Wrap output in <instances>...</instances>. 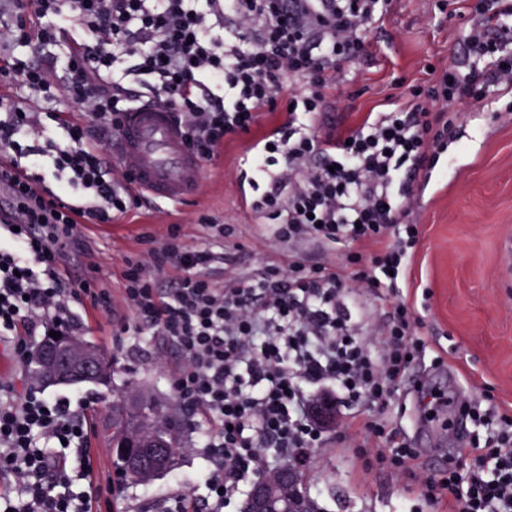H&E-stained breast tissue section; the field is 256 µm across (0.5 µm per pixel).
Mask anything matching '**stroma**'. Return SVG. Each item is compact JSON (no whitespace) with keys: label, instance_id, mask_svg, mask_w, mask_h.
<instances>
[{"label":"stroma","instance_id":"35a3bbf8","mask_svg":"<svg viewBox=\"0 0 512 512\" xmlns=\"http://www.w3.org/2000/svg\"><path fill=\"white\" fill-rule=\"evenodd\" d=\"M476 0H393L389 11L368 32L369 53L354 67L352 82L324 90L326 107L316 119L319 136L356 126L368 113L401 103L415 86L430 84L448 68H464L460 41L474 18ZM463 117L445 139L427 182L413 186L411 223L420 227L407 272L406 294L422 317L424 339L442 352L441 370L429 363L416 367L390 402L384 418L401 426L412 447L430 468H444L457 454L459 423L451 407L423 415L414 381L427 377L441 391L465 393L496 409H512V92L496 102L470 100L459 106ZM281 122L264 113L249 136L225 143L218 158L205 166L196 200L181 205H140L87 233L82 252L62 262L69 278L86 276L99 266L102 287L119 286L124 257L139 248L141 234L163 236L178 226L191 247L221 252L225 270L258 273L278 260L284 245L268 235V220L254 205L247 163L255 144ZM231 227L224 240L208 239L202 218ZM110 316L96 313L81 334L112 364L109 383L41 384L45 395L89 402L95 419L93 446L103 467L113 465L112 410L131 390L175 405L173 363L160 362V342L152 336L115 340ZM180 433L172 470L147 484H126L112 512H162L179 479L204 470L203 450H188ZM301 490L318 512H432L415 479L372 468L361 449L335 442L314 449L302 473Z\"/></svg>","mask_w":512,"mask_h":512}]
</instances>
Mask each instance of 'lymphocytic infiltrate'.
Instances as JSON below:
<instances>
[{
  "label": "lymphocytic infiltrate",
  "instance_id": "f902f5d3",
  "mask_svg": "<svg viewBox=\"0 0 512 512\" xmlns=\"http://www.w3.org/2000/svg\"><path fill=\"white\" fill-rule=\"evenodd\" d=\"M9 2L13 20L31 11L43 24L33 34L0 22V55L12 58L8 74L33 95L86 108L90 120L55 111L44 118L22 100L0 97V185L10 186L22 217L19 227L0 225V346L17 368L0 375V512H110L123 491L122 476L104 484L96 474L87 405L43 396L29 380L45 336L76 333L82 310L114 314L117 298L130 313L119 334L157 336L173 347L172 389L192 447L210 460L187 490L166 499L164 512H224L274 472V460L308 465L327 440L317 415L324 402L366 408L362 418L341 415L337 438L357 441L396 473H413L429 504L512 512L511 412L457 395L469 424L459 448L476 466L438 475L380 417L428 348L421 319L401 296L419 235L405 221L411 186L426 177L438 125L456 120L454 105L465 98L492 103L494 83L512 84V52L499 37L512 29V0H486L496 24L465 36L467 72L448 70L433 85L413 88L403 106L324 138L313 125L325 107L322 90L365 56L363 31L390 0H207L203 9L198 0ZM228 16L239 22L231 43ZM69 25L89 30L90 39L66 43ZM33 39L63 46L62 79L42 60L14 57L16 43ZM123 57L152 77L156 100L176 110L205 162L287 99L290 111L252 158L254 173L271 178L262 195L270 235L291 248L351 245L345 264H310L291 251L258 275L230 273L219 282L211 275L219 255L183 245L173 227L161 238L143 235V251L125 257L119 295L91 278H63V245L137 201L113 177L106 149L138 99L113 73ZM289 79L300 95L286 94ZM364 245L376 254L364 256ZM365 293L384 304L371 340L359 334ZM64 444L79 453L78 471L68 467ZM200 486L204 494L194 495Z\"/></svg>",
  "mask_w": 512,
  "mask_h": 512
}]
</instances>
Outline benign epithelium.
<instances>
[{"label":"benign epithelium","instance_id":"obj_1","mask_svg":"<svg viewBox=\"0 0 512 512\" xmlns=\"http://www.w3.org/2000/svg\"><path fill=\"white\" fill-rule=\"evenodd\" d=\"M45 377L49 381L73 379L77 382H95L101 374V355L89 343L60 341L49 345L40 355ZM300 473L294 468H283L259 481L243 512H303L296 508ZM288 487V510L275 507L277 489Z\"/></svg>","mask_w":512,"mask_h":512}]
</instances>
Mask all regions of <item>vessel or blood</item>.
Instances as JSON below:
<instances>
[{
	"label": "vessel or blood",
	"mask_w": 512,
	"mask_h": 512,
	"mask_svg": "<svg viewBox=\"0 0 512 512\" xmlns=\"http://www.w3.org/2000/svg\"><path fill=\"white\" fill-rule=\"evenodd\" d=\"M114 170L155 203L194 200L204 166L191 151L173 108L140 98L127 112L112 156Z\"/></svg>",
	"instance_id": "1"
}]
</instances>
